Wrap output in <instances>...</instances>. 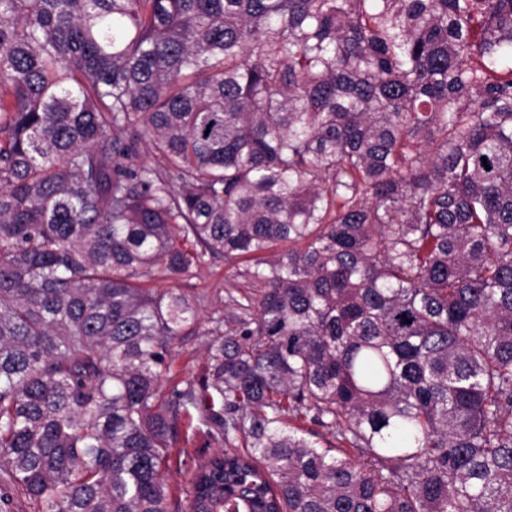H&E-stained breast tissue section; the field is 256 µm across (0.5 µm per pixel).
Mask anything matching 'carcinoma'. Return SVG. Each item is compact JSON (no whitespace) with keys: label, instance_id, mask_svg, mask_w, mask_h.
<instances>
[{"label":"carcinoma","instance_id":"carcinoma-1","mask_svg":"<svg viewBox=\"0 0 512 512\" xmlns=\"http://www.w3.org/2000/svg\"><path fill=\"white\" fill-rule=\"evenodd\" d=\"M207 256L243 287L176 381L196 302L143 284ZM22 502L512 512V0H0ZM191 452L189 457H181V461H177L176 457L169 463L166 470V476L174 493L179 494L182 488L187 486L189 478L196 466L202 463L207 456L218 448H203L201 443L189 445Z\"/></svg>","mask_w":512,"mask_h":512}]
</instances>
